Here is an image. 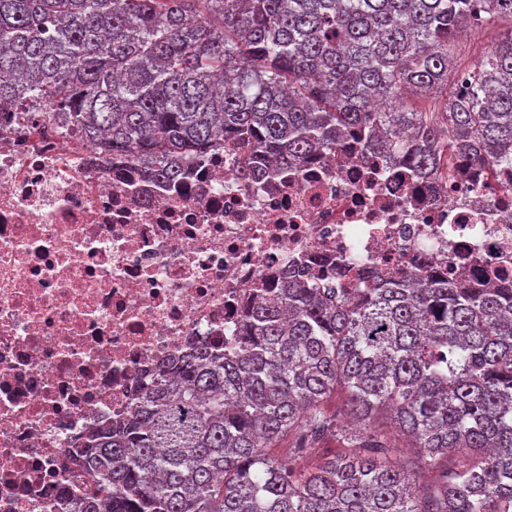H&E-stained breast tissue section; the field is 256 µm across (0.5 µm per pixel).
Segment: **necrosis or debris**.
Returning a JSON list of instances; mask_svg holds the SVG:
<instances>
[{"mask_svg": "<svg viewBox=\"0 0 512 512\" xmlns=\"http://www.w3.org/2000/svg\"><path fill=\"white\" fill-rule=\"evenodd\" d=\"M32 106L0 114V512H51L64 448L123 415L189 340L234 335L294 268L512 278V166L450 180L383 154L313 155L250 180L228 146L143 181Z\"/></svg>", "mask_w": 512, "mask_h": 512, "instance_id": "necrosis-or-debris-1", "label": "necrosis or debris"}]
</instances>
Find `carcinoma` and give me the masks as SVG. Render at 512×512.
Instances as JSON below:
<instances>
[{
	"mask_svg": "<svg viewBox=\"0 0 512 512\" xmlns=\"http://www.w3.org/2000/svg\"><path fill=\"white\" fill-rule=\"evenodd\" d=\"M506 14L512 0H0V113L64 106L81 145L148 181L229 144L246 180L334 156L346 131L446 179L459 157L512 162V33L458 70L444 111L407 112L400 92L443 89L448 42ZM63 459L55 512H512V283L290 276Z\"/></svg>",
	"mask_w": 512,
	"mask_h": 512,
	"instance_id": "carcinoma-1",
	"label": "carcinoma"
}]
</instances>
